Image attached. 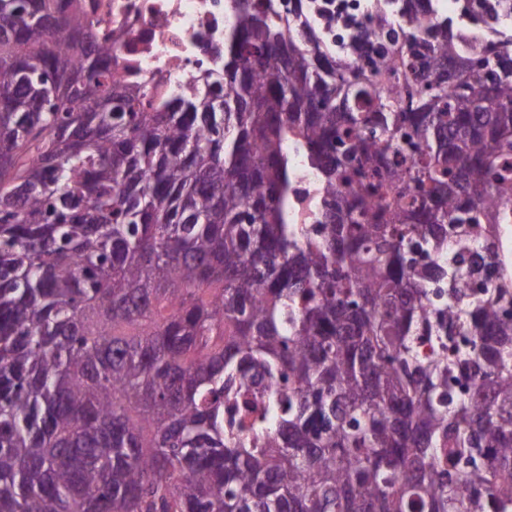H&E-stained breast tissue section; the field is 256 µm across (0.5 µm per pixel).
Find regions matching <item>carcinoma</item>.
<instances>
[{"label":"carcinoma","instance_id":"obj_1","mask_svg":"<svg viewBox=\"0 0 512 512\" xmlns=\"http://www.w3.org/2000/svg\"><path fill=\"white\" fill-rule=\"evenodd\" d=\"M423 2L366 70L232 0L224 82L156 103L81 0H0V512H512V260L471 233L509 220L512 36ZM296 169L294 200L297 204L298 224H304L308 205L320 197L319 181L314 171L299 156L296 157Z\"/></svg>","mask_w":512,"mask_h":512}]
</instances>
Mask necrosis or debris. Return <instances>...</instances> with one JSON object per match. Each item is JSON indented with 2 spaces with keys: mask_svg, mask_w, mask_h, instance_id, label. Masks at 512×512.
Returning <instances> with one entry per match:
<instances>
[{
  "mask_svg": "<svg viewBox=\"0 0 512 512\" xmlns=\"http://www.w3.org/2000/svg\"><path fill=\"white\" fill-rule=\"evenodd\" d=\"M100 38L114 37L120 49L112 76L171 96L200 85L201 75L224 74V30L231 0H84ZM304 13L344 56H352L354 32L369 26L370 0H305ZM349 20L336 23L337 15Z\"/></svg>",
  "mask_w": 512,
  "mask_h": 512,
  "instance_id": "4bbe7bcc",
  "label": "necrosis or debris"
}]
</instances>
